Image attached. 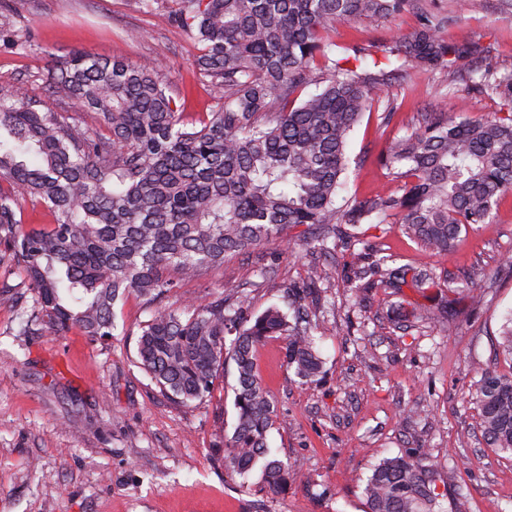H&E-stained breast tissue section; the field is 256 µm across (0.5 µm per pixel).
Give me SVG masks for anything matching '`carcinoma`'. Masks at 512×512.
I'll return each mask as SVG.
<instances>
[{"label":"carcinoma","mask_w":512,"mask_h":512,"mask_svg":"<svg viewBox=\"0 0 512 512\" xmlns=\"http://www.w3.org/2000/svg\"><path fill=\"white\" fill-rule=\"evenodd\" d=\"M170 2L172 21L195 32L194 65L220 101L198 120H181L161 67L80 50L52 58L45 80L89 120L39 109L20 91L0 95V261L25 273L35 294L28 322L42 331L76 327L105 340L128 295L160 302L176 281L298 226L306 244L327 253L349 238L347 227H377L393 216L421 248L447 254L512 193V111L481 120L423 112L418 127L380 156L401 193L379 190L336 205L350 133L372 110L387 126L400 109L379 91L398 78L455 72L459 50L443 33L458 17L441 13L435 0ZM403 12L419 19L408 35L336 43L338 22L379 23ZM479 86L512 104V70L487 69ZM20 195L43 205L51 224H24ZM361 260L347 282L356 294L429 288L437 278L432 269L396 265L382 249ZM330 278L327 267H308L292 318L275 306L253 314L242 292L158 306L140 327L139 367L175 403L208 396L234 363L236 423L230 447L221 440L216 451L232 473L246 480L258 469L276 492L302 468L268 448L277 414L256 353L281 336L288 367L305 379L319 375L305 322L320 302L318 284ZM478 375L470 401L484 438L512 455V374ZM363 495L364 512H446L424 456L381 460Z\"/></svg>","instance_id":"cac0c4a2"}]
</instances>
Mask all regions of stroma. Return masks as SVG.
<instances>
[{
	"label": "stroma",
	"mask_w": 512,
	"mask_h": 512,
	"mask_svg": "<svg viewBox=\"0 0 512 512\" xmlns=\"http://www.w3.org/2000/svg\"><path fill=\"white\" fill-rule=\"evenodd\" d=\"M459 15L448 28L449 45L469 40L450 86L436 74L392 82L384 97L399 110L389 126L365 114L349 138L345 196L399 190L379 163L388 141L414 127L419 113L457 112L470 118L500 111L497 98L468 90L472 69L512 68V11L503 0H485L479 13L461 0H436ZM168 4L153 13L133 0H0V26L23 34L28 46L0 41V91L23 89L41 108L70 110L36 78L51 55L82 50L93 56L162 65L184 119L216 108L217 101L193 64L190 32L172 24ZM418 25L411 14L378 26L340 25L336 41L406 35ZM136 30L127 39L126 30ZM385 234L367 229L362 242L338 244L325 295L314 319L323 361L316 381L286 364V342L267 340L257 372L278 418L269 446L282 459H298L304 474L286 493L271 492L260 474L248 481L225 471L213 455L220 436L236 422V371L224 376L203 401L182 406L163 396L137 364L140 326L151 308L132 295L116 308L117 328L104 342L72 330L41 334L22 326L34 297L24 272L0 267V512H363L362 491L375 464L396 455L427 453L445 512H512V456L489 448L479 411L469 400L478 369L512 372L499 332L512 312V194L498 203L492 223L462 236L448 256L423 251L394 218ZM395 254L399 264L433 267L441 278L424 290L368 291L355 304L346 278L364 245ZM308 258L297 230L257 248L228 254L222 266L179 281L171 301L201 302L242 286L254 313L288 309V291L301 286ZM473 277L486 294L472 308L454 284ZM453 300L447 328L433 319L412 327L388 320L397 305L437 308Z\"/></svg>",
	"instance_id": "1"
}]
</instances>
